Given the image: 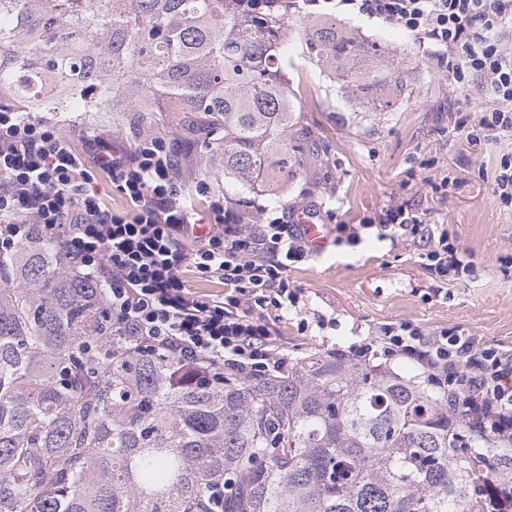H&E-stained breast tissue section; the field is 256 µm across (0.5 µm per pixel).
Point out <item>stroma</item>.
<instances>
[{
	"label": "stroma",
	"instance_id": "1",
	"mask_svg": "<svg viewBox=\"0 0 512 512\" xmlns=\"http://www.w3.org/2000/svg\"><path fill=\"white\" fill-rule=\"evenodd\" d=\"M335 20L418 59L420 67L411 97L389 112L358 111L338 82L309 60L296 59L288 68L289 83L306 89L302 121L321 163L295 178L285 199L261 195L257 201L290 211L315 201L324 206V223L359 224L363 230L359 241L330 243L290 268L288 278L301 288L307 313L324 315L329 323L310 324L303 332L296 313L270 311L282 347L292 360L314 351L348 356L382 324L408 322L427 336L458 329L479 344L512 350V265L503 262L512 254V209L492 196L499 155L512 142L470 144L465 134L449 131L446 117L449 101L475 118L495 108L496 100L453 88L447 72L406 32L349 14ZM148 121L176 140L187 189L205 179L212 190L223 191V180L204 177L209 158L177 113L154 112ZM401 198L425 210L430 223L447 227L473 265L472 274L449 278L447 298H429L434 282L419 259V243L381 236L379 227L366 225Z\"/></svg>",
	"mask_w": 512,
	"mask_h": 512
}]
</instances>
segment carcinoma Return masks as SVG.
I'll list each match as a JSON object with an SVG mask.
<instances>
[{
  "label": "carcinoma",
  "instance_id": "carcinoma-1",
  "mask_svg": "<svg viewBox=\"0 0 512 512\" xmlns=\"http://www.w3.org/2000/svg\"><path fill=\"white\" fill-rule=\"evenodd\" d=\"M365 112L411 96L419 62L328 18L237 0H0V104L167 106L224 162V196L288 193L320 161L288 61ZM512 512V440L382 363L316 351L209 383L112 335L102 285L37 232L0 257V512Z\"/></svg>",
  "mask_w": 512,
  "mask_h": 512
}]
</instances>
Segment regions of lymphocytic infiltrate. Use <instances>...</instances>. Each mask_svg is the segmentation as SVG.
<instances>
[{
	"mask_svg": "<svg viewBox=\"0 0 512 512\" xmlns=\"http://www.w3.org/2000/svg\"><path fill=\"white\" fill-rule=\"evenodd\" d=\"M241 12L283 8L310 16L351 13L400 28L427 45L459 88L490 94L499 106L477 126L449 114L448 127L472 142L512 140V0H239ZM77 153L60 121L0 106V255L31 233L56 243L67 259L105 286L112 333L141 354L164 353L180 373L210 379L230 368L248 375L279 370L286 356L269 310L299 309L288 268L307 253L298 225L254 201L210 196L201 218L179 181L175 142L139 135L133 150L111 134L86 136ZM134 210L104 208L98 175ZM381 229L422 239L423 258L439 280L462 259L443 228L427 224L409 202L389 206ZM219 281L228 292L199 293L182 277ZM386 357L416 358L449 408L470 414L476 430L512 438V352L481 348L455 331L423 337L409 324L386 325L376 338Z\"/></svg>",
	"mask_w": 512,
	"mask_h": 512,
	"instance_id": "obj_1",
	"label": "lymphocytic infiltrate"
}]
</instances>
